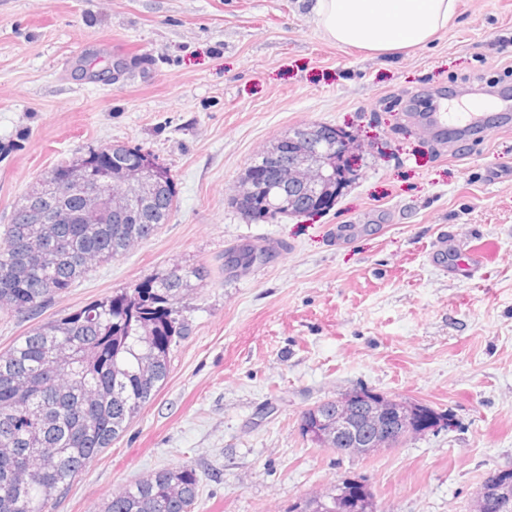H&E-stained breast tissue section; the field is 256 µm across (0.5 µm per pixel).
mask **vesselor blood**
Instances as JSON below:
<instances>
[{
  "label": "vessel or blood",
  "instance_id": "vessel-or-blood-1",
  "mask_svg": "<svg viewBox=\"0 0 512 512\" xmlns=\"http://www.w3.org/2000/svg\"><path fill=\"white\" fill-rule=\"evenodd\" d=\"M498 113L483 112H425L420 114V124L427 135L445 139L456 134H468L479 139L493 128L512 126V100H501ZM498 254V244L492 239H481L468 247L448 250L446 245L437 246L430 260L440 270L465 276L477 272L483 265L493 261Z\"/></svg>",
  "mask_w": 512,
  "mask_h": 512
}]
</instances>
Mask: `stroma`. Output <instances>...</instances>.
<instances>
[{"label": "stroma", "mask_w": 512, "mask_h": 512, "mask_svg": "<svg viewBox=\"0 0 512 512\" xmlns=\"http://www.w3.org/2000/svg\"><path fill=\"white\" fill-rule=\"evenodd\" d=\"M314 0H0V226L78 153L140 147L177 207L91 268L43 319L200 264L170 374L52 512H101L148 473L193 465L198 512H295L358 480L378 512H470L512 469V127L442 151L408 123L413 97L512 94V0H459L425 46L371 56L324 38ZM123 62L119 80L84 77ZM323 123L354 140V178L323 214L246 218L228 202L254 156ZM498 239L470 277L427 259L439 241ZM265 246L249 269L227 251ZM365 388L447 415L363 457L303 436V413Z\"/></svg>", "instance_id": "1"}]
</instances>
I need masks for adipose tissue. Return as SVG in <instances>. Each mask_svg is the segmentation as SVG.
Listing matches in <instances>:
<instances>
[{
  "instance_id": "ef3b65f1",
  "label": "adipose tissue",
  "mask_w": 512,
  "mask_h": 512,
  "mask_svg": "<svg viewBox=\"0 0 512 512\" xmlns=\"http://www.w3.org/2000/svg\"><path fill=\"white\" fill-rule=\"evenodd\" d=\"M457 7L458 0H316L312 11L327 40L384 55L426 44Z\"/></svg>"
}]
</instances>
